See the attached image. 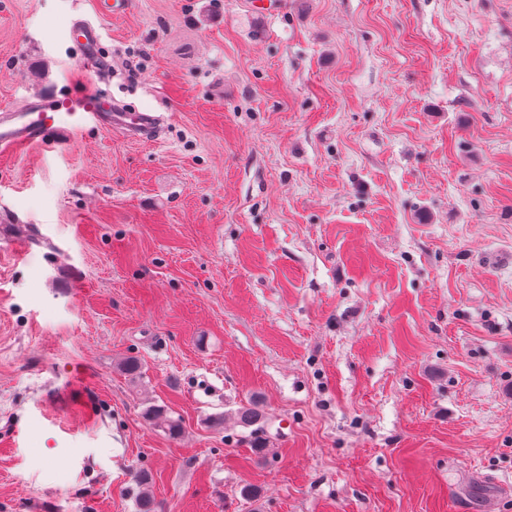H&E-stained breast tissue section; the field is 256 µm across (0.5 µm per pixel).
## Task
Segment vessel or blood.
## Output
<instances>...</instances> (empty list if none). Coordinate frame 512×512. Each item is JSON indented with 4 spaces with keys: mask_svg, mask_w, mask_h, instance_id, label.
<instances>
[{
    "mask_svg": "<svg viewBox=\"0 0 512 512\" xmlns=\"http://www.w3.org/2000/svg\"><path fill=\"white\" fill-rule=\"evenodd\" d=\"M68 35L87 64L99 56L102 32L89 21L73 20ZM163 118L155 112H130L89 85L67 95H50L21 108L0 110V151L51 146L93 126L128 138L157 140Z\"/></svg>",
    "mask_w": 512,
    "mask_h": 512,
    "instance_id": "1",
    "label": "vessel or blood"
}]
</instances>
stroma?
<instances>
[{
  "instance_id": "stroma-1",
  "label": "stroma",
  "mask_w": 512,
  "mask_h": 512,
  "mask_svg": "<svg viewBox=\"0 0 512 512\" xmlns=\"http://www.w3.org/2000/svg\"><path fill=\"white\" fill-rule=\"evenodd\" d=\"M94 2L0 0V108L81 17L165 131L0 153V512H512V0ZM145 417L151 424L163 427L172 438L178 437L182 432L181 420L171 417L163 406H150ZM235 419L239 426L250 429L247 438H249L251 448H265L263 433L266 420L264 414L257 407H241L236 412Z\"/></svg>"
}]
</instances>
